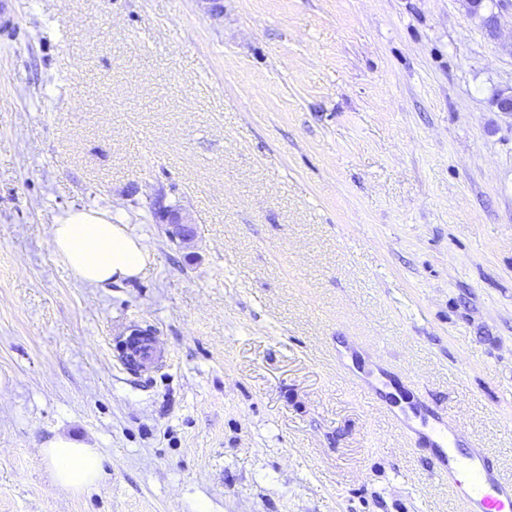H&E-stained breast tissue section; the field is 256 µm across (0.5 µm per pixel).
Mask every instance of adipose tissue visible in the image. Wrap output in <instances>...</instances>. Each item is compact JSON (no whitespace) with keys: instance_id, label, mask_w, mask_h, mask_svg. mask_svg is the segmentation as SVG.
Returning a JSON list of instances; mask_svg holds the SVG:
<instances>
[{"instance_id":"adipose-tissue-1","label":"adipose tissue","mask_w":512,"mask_h":512,"mask_svg":"<svg viewBox=\"0 0 512 512\" xmlns=\"http://www.w3.org/2000/svg\"><path fill=\"white\" fill-rule=\"evenodd\" d=\"M49 234L55 254L74 278L93 286L140 277L151 258L144 238L109 209L62 211ZM41 452L62 488L79 492L101 478V456L71 438L55 437L42 446Z\"/></svg>"}]
</instances>
